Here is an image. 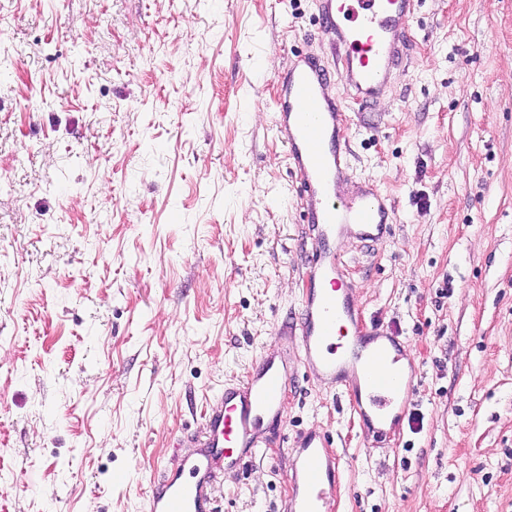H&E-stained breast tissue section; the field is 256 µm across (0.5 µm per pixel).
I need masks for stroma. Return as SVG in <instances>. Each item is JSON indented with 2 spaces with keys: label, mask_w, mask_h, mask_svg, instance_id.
Listing matches in <instances>:
<instances>
[{
  "label": "stroma",
  "mask_w": 512,
  "mask_h": 512,
  "mask_svg": "<svg viewBox=\"0 0 512 512\" xmlns=\"http://www.w3.org/2000/svg\"><path fill=\"white\" fill-rule=\"evenodd\" d=\"M406 35L365 105L315 0H0V512H144L262 355L285 424L215 512H283L314 430L330 512H512V0H414ZM307 54L343 102L340 193L393 208L338 244L415 372L385 433L291 331L312 243L271 113Z\"/></svg>",
  "instance_id": "35a3bbf8"
}]
</instances>
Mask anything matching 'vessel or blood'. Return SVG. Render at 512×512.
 <instances>
[{
	"mask_svg": "<svg viewBox=\"0 0 512 512\" xmlns=\"http://www.w3.org/2000/svg\"><path fill=\"white\" fill-rule=\"evenodd\" d=\"M412 0H318L326 29L335 32L333 47L343 63L342 78L354 99L370 103L386 75L407 54L404 29ZM327 75L312 58L282 79L283 93L272 121L287 135L288 160L307 201L304 221L314 241L307 288L301 301L297 339L303 358L331 380H355L378 419L411 387L398 364L406 359L395 337L379 331L350 333L356 311L344 284L345 264L337 243L356 238L370 244L389 229V210L379 192L341 198L337 185L348 167V140L342 130L341 103L326 97ZM287 372L274 359L259 360L235 384L225 386L197 450L180 470L150 489L145 512H214L216 467L240 470L264 447L266 423L281 422V394ZM339 457L325 434L302 435L286 474L292 488L286 512H330L338 491Z\"/></svg>",
	"mask_w": 512,
	"mask_h": 512,
	"instance_id": "b4317fda",
	"label": "vessel or blood"
}]
</instances>
